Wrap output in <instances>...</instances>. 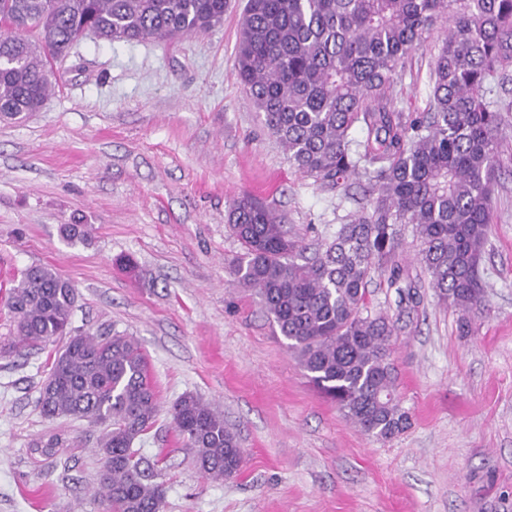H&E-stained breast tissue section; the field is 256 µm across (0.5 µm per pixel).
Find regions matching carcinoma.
Wrapping results in <instances>:
<instances>
[{
    "mask_svg": "<svg viewBox=\"0 0 512 512\" xmlns=\"http://www.w3.org/2000/svg\"><path fill=\"white\" fill-rule=\"evenodd\" d=\"M226 0H0V118L40 111L59 85L56 64L77 38L135 42L207 32L224 22ZM429 109L396 110L388 99L405 59L439 24ZM512 55V0H247L236 68L292 168L315 183L368 194L314 253L282 218L244 194L228 223L241 246L233 282L255 291L310 381L364 433L391 440L411 426L397 395L394 322L367 309L374 277L402 279L406 226L438 301L461 314L482 308L479 266L492 219L502 117L486 95ZM363 136H353L355 129ZM71 244L88 224L64 225ZM77 292L48 266L21 272L8 292L14 323L0 357L60 340L38 407L47 420H88L99 439L98 499L104 512H164L155 464L134 444L155 422L158 398L145 354L123 334L71 327ZM172 424L200 473L215 479L242 465L224 416L192 393L170 407ZM62 445L33 441L35 462Z\"/></svg>",
    "mask_w": 512,
    "mask_h": 512,
    "instance_id": "carcinoma-1",
    "label": "carcinoma"
}]
</instances>
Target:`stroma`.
<instances>
[{
	"label": "stroma",
	"mask_w": 512,
	"mask_h": 512,
	"mask_svg": "<svg viewBox=\"0 0 512 512\" xmlns=\"http://www.w3.org/2000/svg\"><path fill=\"white\" fill-rule=\"evenodd\" d=\"M246 0L222 25L174 42L79 38L64 81L21 121L0 120V339L14 279L33 264L76 287L72 321L134 338L158 394L140 441L166 488V512H512V58L489 97L502 115L498 185L481 264L484 309L459 314L431 288L408 303L386 279L368 307L395 323L397 391L412 416L387 440L346 421L308 380L255 292L230 283L240 245L228 206L249 193L293 236L324 240L353 209L294 171L244 92L236 46ZM435 29L391 91L396 109L429 108ZM88 224L70 244L64 224ZM54 345L0 358V512H103L94 496L100 426L49 422L36 404ZM192 393L237 431L240 471L202 476L169 414ZM67 448L33 465L29 445Z\"/></svg>",
	"instance_id": "1"
}]
</instances>
